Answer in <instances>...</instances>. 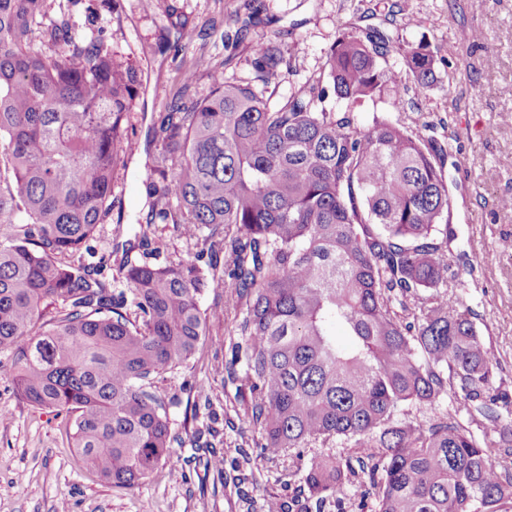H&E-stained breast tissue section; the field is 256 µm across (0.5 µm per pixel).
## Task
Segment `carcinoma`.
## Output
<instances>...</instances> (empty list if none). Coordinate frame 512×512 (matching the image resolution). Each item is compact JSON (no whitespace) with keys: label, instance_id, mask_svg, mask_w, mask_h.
Segmentation results:
<instances>
[{"label":"carcinoma","instance_id":"obj_1","mask_svg":"<svg viewBox=\"0 0 512 512\" xmlns=\"http://www.w3.org/2000/svg\"><path fill=\"white\" fill-rule=\"evenodd\" d=\"M44 2L0 0V164L13 175L0 184V224L17 226L0 238V352L12 355L20 396L73 415L83 460L115 487L137 485L176 442L150 380L197 352L224 315L221 304L201 309L198 296L227 278L246 305L239 329L260 453L328 448L307 467L308 498L322 502L353 472L331 450L343 439L371 449L357 458L354 495H374L373 512H512V464L496 460L457 408L430 424L410 413L448 396L512 446L500 412L512 394L494 385L498 363L473 311L456 294L422 296L473 274L448 273L447 146L385 118L365 127L320 107L330 95L426 89L433 53L410 48L396 72L381 63L387 34L343 30L323 75L283 100L216 71L205 98L171 102L155 128L164 149L146 186L157 176L165 192L149 223L189 240L210 233L190 261L121 259L130 314L97 265L62 257L90 249L111 210L139 81L102 28L79 31L78 0H60L50 21ZM196 36L181 23L167 48ZM284 66L276 42L256 49L263 83L284 78Z\"/></svg>","mask_w":512,"mask_h":512}]
</instances>
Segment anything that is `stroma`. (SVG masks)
<instances>
[{"label":"stroma","instance_id":"35a3bbf8","mask_svg":"<svg viewBox=\"0 0 512 512\" xmlns=\"http://www.w3.org/2000/svg\"><path fill=\"white\" fill-rule=\"evenodd\" d=\"M78 21L100 18L119 59L135 69L141 91L127 123L139 157L112 177V210L97 228L90 251L74 263L105 261L114 292L122 256L140 259L137 239L149 238L152 261L162 265L193 258L197 245L165 224L148 223L145 180L162 143L154 135L161 112L174 100L191 103L210 89L209 73L269 88L288 97L319 77L326 53L344 28L377 29L391 37L390 67L403 70L409 47L426 45L437 59L436 80L425 91L408 87L402 103L390 95L358 102L334 97L326 109L350 112L365 126L387 118L407 131L448 145L444 172L452 196L455 231L449 267L469 262L472 280L457 288L499 361L496 376L512 390V254L499 250L512 236V0H78ZM197 27L199 37L180 53L165 47L177 23ZM481 39H473L474 29ZM276 41L288 77L262 84L253 66L256 49ZM196 73L191 87L183 69ZM228 289L210 288L201 307L224 299L223 318L210 321L202 346L184 366L158 376L155 388L170 401L172 433L180 438L166 462L139 485L117 488L79 456L65 414L30 405L12 384V358L0 352V512H266L267 500L302 501L303 475L321 446L300 456L261 455L260 433L247 421L245 342L238 325L246 307L229 303ZM224 459L223 471L205 465L208 453Z\"/></svg>","mask_w":512,"mask_h":512}]
</instances>
